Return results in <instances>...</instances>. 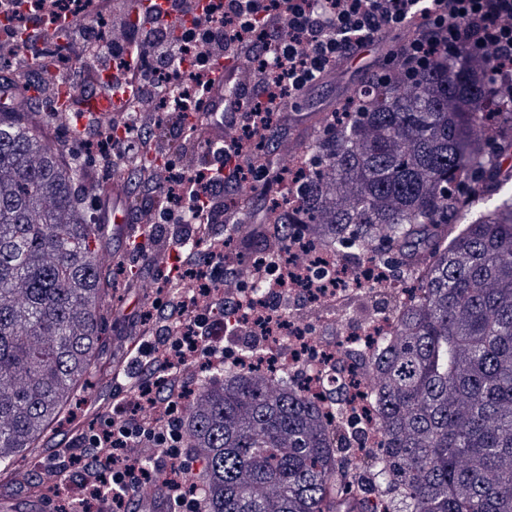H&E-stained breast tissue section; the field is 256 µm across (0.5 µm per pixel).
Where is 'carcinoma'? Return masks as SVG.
<instances>
[{
	"label": "carcinoma",
	"instance_id": "cac0c4a2",
	"mask_svg": "<svg viewBox=\"0 0 512 512\" xmlns=\"http://www.w3.org/2000/svg\"><path fill=\"white\" fill-rule=\"evenodd\" d=\"M483 70L392 73L316 120L314 173L279 192L273 221L314 246L390 249L415 273L409 302L371 309L395 317L361 374L381 439L352 463L354 377L328 412L286 369L203 374L184 429L204 512H371L374 498L381 512H512V106L488 98ZM69 121L0 111V478L27 474L19 461L44 455L78 392L112 383L96 361L123 267L112 225L80 200V166L44 132ZM457 209L467 223H448Z\"/></svg>",
	"mask_w": 512,
	"mask_h": 512
}]
</instances>
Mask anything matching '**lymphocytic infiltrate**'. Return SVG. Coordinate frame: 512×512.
<instances>
[{
	"label": "lymphocytic infiltrate",
	"mask_w": 512,
	"mask_h": 512,
	"mask_svg": "<svg viewBox=\"0 0 512 512\" xmlns=\"http://www.w3.org/2000/svg\"><path fill=\"white\" fill-rule=\"evenodd\" d=\"M33 1L43 21L26 36L0 42V52L22 58L64 38L80 44L93 69L110 71L111 85H119L131 68L122 46H104L92 36L94 19L110 13L111 0H81L75 8L62 7L60 0H0V13L9 21H24V8ZM412 17L420 20L418 31L385 55L406 80H416L443 56L462 67L489 54L488 89L512 94V0H207L188 26L154 22L141 28L140 63H151L166 77L161 85L140 84L143 125L154 124L151 110L158 103L168 107L166 130L141 143L148 154L169 155L182 137L188 100L205 95L215 59L244 52L261 62L275 60L278 67L257 70L232 110L216 113L217 121L240 128L238 138L210 143L204 165H194L187 154L179 169L161 167L141 185V220L152 231L169 233L166 250L147 269L160 279L164 299L114 313L124 328L120 345L136 350L122 355L112 373V398L124 401L130 414L117 420L111 410H99L88 428L76 432L68 481L83 496L105 504L109 512H133L134 488L159 478L169 512H203L189 482L195 459L185 448L176 402L194 376L196 351L220 358L225 344L252 345L253 330L225 333L221 314L252 308V298L242 293L243 275L259 280L267 275L262 266L245 271L225 257L218 227L249 220L250 210L228 209L224 201L249 175L282 182L259 145L289 135L296 117L279 109L283 97L303 96L339 61L355 57ZM62 18L69 22L64 31L57 26ZM127 127L124 119L98 122L76 144L106 159ZM191 240L210 241L215 249L211 265L198 266L195 252L186 248Z\"/></svg>",
	"instance_id": "obj_1"
}]
</instances>
